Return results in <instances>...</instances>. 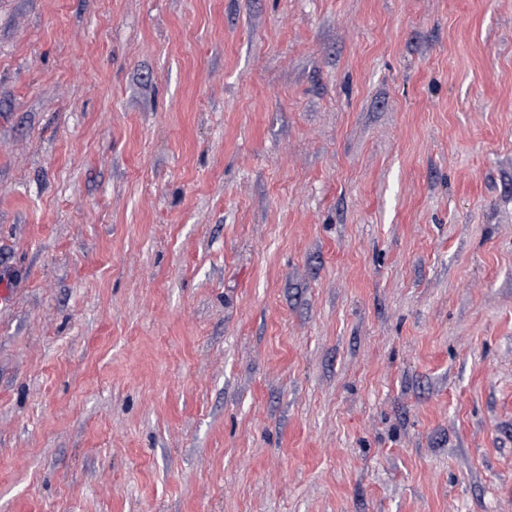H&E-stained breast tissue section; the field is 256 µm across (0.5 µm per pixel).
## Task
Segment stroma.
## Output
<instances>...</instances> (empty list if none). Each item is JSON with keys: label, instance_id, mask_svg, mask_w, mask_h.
<instances>
[{"label": "stroma", "instance_id": "35a3bbf8", "mask_svg": "<svg viewBox=\"0 0 512 512\" xmlns=\"http://www.w3.org/2000/svg\"><path fill=\"white\" fill-rule=\"evenodd\" d=\"M0 512H512V0H0Z\"/></svg>", "mask_w": 512, "mask_h": 512}]
</instances>
